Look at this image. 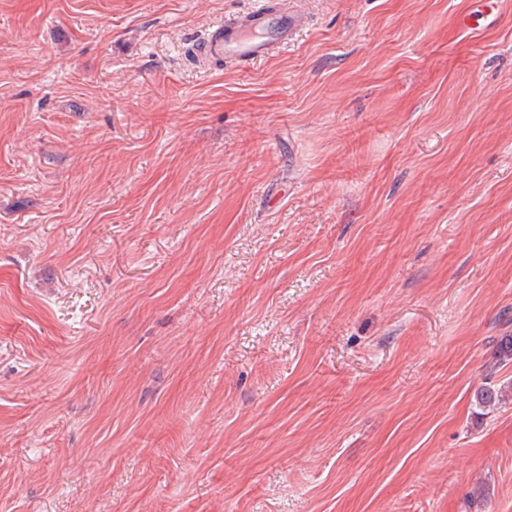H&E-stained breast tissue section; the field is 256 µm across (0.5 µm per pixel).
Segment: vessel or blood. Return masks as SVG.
I'll return each mask as SVG.
<instances>
[{
    "instance_id": "obj_1",
    "label": "vessel or blood",
    "mask_w": 512,
    "mask_h": 512,
    "mask_svg": "<svg viewBox=\"0 0 512 512\" xmlns=\"http://www.w3.org/2000/svg\"><path fill=\"white\" fill-rule=\"evenodd\" d=\"M304 18L298 12L272 8L268 4L217 28L202 44L200 55L207 64L224 61H243L262 58L275 46L288 43L303 26Z\"/></svg>"
}]
</instances>
